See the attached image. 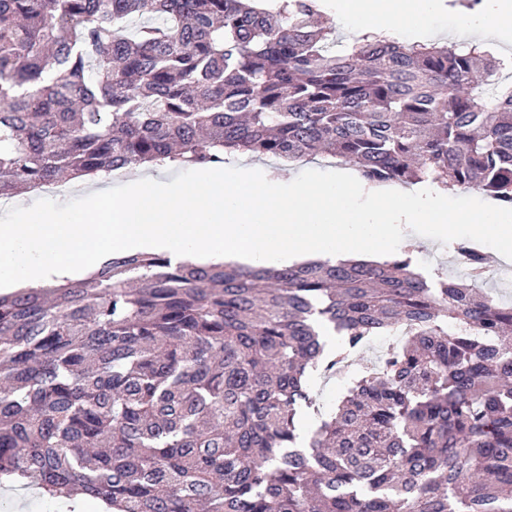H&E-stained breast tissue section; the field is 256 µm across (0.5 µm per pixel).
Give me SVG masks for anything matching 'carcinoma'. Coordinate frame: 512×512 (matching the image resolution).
Returning <instances> with one entry per match:
<instances>
[{"instance_id": "carcinoma-1", "label": "carcinoma", "mask_w": 512, "mask_h": 512, "mask_svg": "<svg viewBox=\"0 0 512 512\" xmlns=\"http://www.w3.org/2000/svg\"><path fill=\"white\" fill-rule=\"evenodd\" d=\"M478 47L362 35L324 0H0V197L228 153L512 206V83ZM393 261L112 260L0 294V479L116 512H512V303ZM356 369L304 447L326 377ZM339 337L326 351L325 336ZM336 0H326L325 9L328 17L336 28V49H340L341 45H347L352 39L359 35L354 23L347 19H336L334 16ZM290 165L291 167L286 169L285 174L288 182L292 181L299 173L305 170H333L342 172L344 169H350L352 172H357L355 168L348 164L323 156H315L307 161Z\"/></svg>"}]
</instances>
